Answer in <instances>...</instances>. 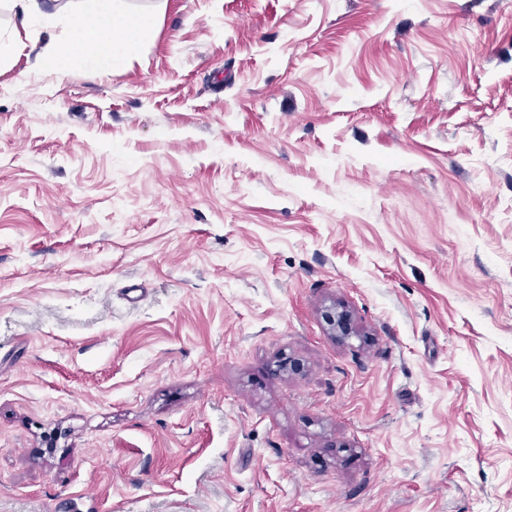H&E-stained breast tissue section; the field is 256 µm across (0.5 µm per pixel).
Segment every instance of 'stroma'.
Listing matches in <instances>:
<instances>
[{"label":"stroma","mask_w":512,"mask_h":512,"mask_svg":"<svg viewBox=\"0 0 512 512\" xmlns=\"http://www.w3.org/2000/svg\"><path fill=\"white\" fill-rule=\"evenodd\" d=\"M123 5L0 0V512H512V0ZM46 0H9L16 25L24 30L39 24L49 30L55 22V13L47 11ZM88 20L73 22L75 38L69 43L54 44L38 60L39 66L61 70L71 54L81 50L93 74H112L122 65L126 54L138 38L153 27V13H129L120 7L121 0H85ZM93 41L88 51L85 43Z\"/></svg>","instance_id":"1"}]
</instances>
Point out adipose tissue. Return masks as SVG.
Masks as SVG:
<instances>
[{
  "instance_id": "1",
  "label": "adipose tissue",
  "mask_w": 512,
  "mask_h": 512,
  "mask_svg": "<svg viewBox=\"0 0 512 512\" xmlns=\"http://www.w3.org/2000/svg\"><path fill=\"white\" fill-rule=\"evenodd\" d=\"M87 12V19L73 24L74 40L53 45L39 58V66L61 70L71 54L80 50L91 73H112L122 65L138 38L157 20L152 13L123 10L120 0H87Z\"/></svg>"
}]
</instances>
